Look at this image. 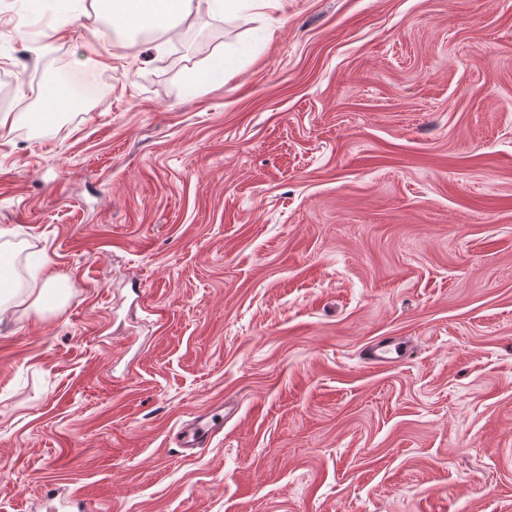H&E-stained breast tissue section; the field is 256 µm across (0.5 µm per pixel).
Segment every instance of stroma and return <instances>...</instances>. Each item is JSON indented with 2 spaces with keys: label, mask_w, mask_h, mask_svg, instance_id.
Segmentation results:
<instances>
[{
  "label": "stroma",
  "mask_w": 512,
  "mask_h": 512,
  "mask_svg": "<svg viewBox=\"0 0 512 512\" xmlns=\"http://www.w3.org/2000/svg\"><path fill=\"white\" fill-rule=\"evenodd\" d=\"M52 2L0 0V512H512V0ZM94 8L105 11L120 29H153L173 26L177 18L192 13L194 0H93ZM42 99V112L53 116L56 112H61V110L67 105L68 92L64 87L58 84L47 85L42 94ZM216 415L203 413L186 423L181 428V447L190 450L191 454H198L205 448L211 436L222 429L223 421Z\"/></svg>",
  "instance_id": "obj_1"
}]
</instances>
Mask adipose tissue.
Wrapping results in <instances>:
<instances>
[{
    "mask_svg": "<svg viewBox=\"0 0 512 512\" xmlns=\"http://www.w3.org/2000/svg\"><path fill=\"white\" fill-rule=\"evenodd\" d=\"M92 4L109 15L114 27L165 29L191 14L194 0H92Z\"/></svg>",
    "mask_w": 512,
    "mask_h": 512,
    "instance_id": "obj_1",
    "label": "adipose tissue"
}]
</instances>
